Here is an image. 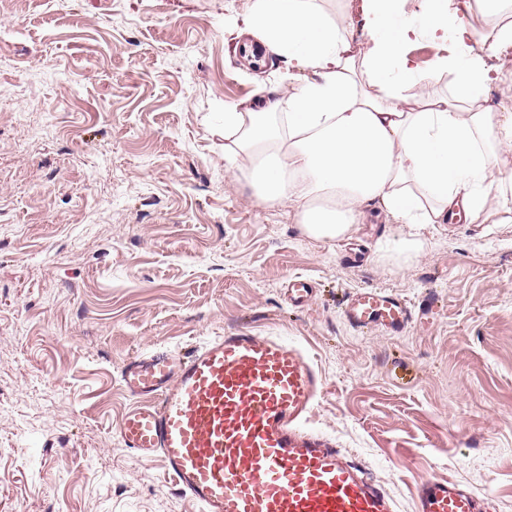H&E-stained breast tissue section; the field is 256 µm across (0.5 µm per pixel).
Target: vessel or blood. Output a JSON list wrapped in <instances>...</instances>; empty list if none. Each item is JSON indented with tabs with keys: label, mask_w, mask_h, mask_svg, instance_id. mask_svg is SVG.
<instances>
[{
	"label": "vessel or blood",
	"mask_w": 512,
	"mask_h": 512,
	"mask_svg": "<svg viewBox=\"0 0 512 512\" xmlns=\"http://www.w3.org/2000/svg\"><path fill=\"white\" fill-rule=\"evenodd\" d=\"M342 314L352 327L391 332L411 317L398 296L374 288L348 296ZM120 377L133 401L122 442L142 459L160 458L202 512H395L362 467L306 429L323 380L279 337L240 327L186 358L136 355ZM415 512H486V504L460 482L428 481Z\"/></svg>",
	"instance_id": "obj_1"
}]
</instances>
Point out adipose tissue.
I'll return each instance as SVG.
<instances>
[{"label":"adipose tissue","instance_id":"1","mask_svg":"<svg viewBox=\"0 0 512 512\" xmlns=\"http://www.w3.org/2000/svg\"><path fill=\"white\" fill-rule=\"evenodd\" d=\"M402 2L346 0L370 36L362 50L317 0H248L244 34L312 78L274 101L225 104L224 134L250 161L258 204L288 203L309 237H350L374 204L402 224L475 217L493 199L512 204V177L496 175L512 146V113L477 105L492 79L489 57L512 44V22L489 41L464 20L470 0H448L444 11L423 0L414 22ZM424 34L452 40L440 66L456 86L419 104L406 47Z\"/></svg>","mask_w":512,"mask_h":512}]
</instances>
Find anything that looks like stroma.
<instances>
[{
  "mask_svg": "<svg viewBox=\"0 0 512 512\" xmlns=\"http://www.w3.org/2000/svg\"><path fill=\"white\" fill-rule=\"evenodd\" d=\"M246 6L0 0V512H201L122 443L120 372L240 326L304 349L324 380L307 427L398 512L448 478L512 512V211L400 224L371 206L329 241L257 204L224 106L281 96L288 65L235 51ZM440 45L409 46L412 95L453 87ZM362 288L404 299L406 329L350 327Z\"/></svg>",
  "mask_w": 512,
  "mask_h": 512,
  "instance_id": "35a3bbf8",
  "label": "stroma"
}]
</instances>
